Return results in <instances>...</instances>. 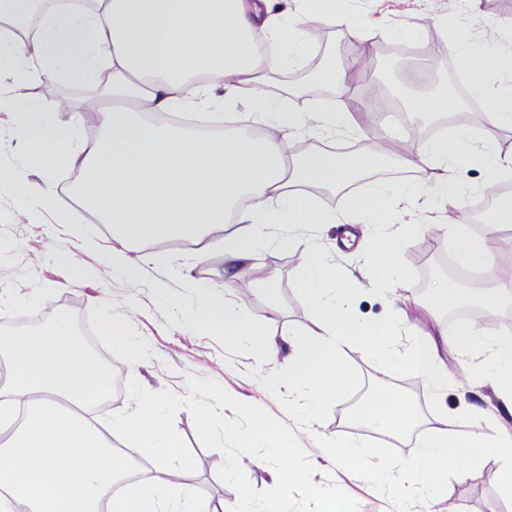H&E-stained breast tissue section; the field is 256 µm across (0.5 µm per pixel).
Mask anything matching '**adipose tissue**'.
Wrapping results in <instances>:
<instances>
[{
    "mask_svg": "<svg viewBox=\"0 0 512 512\" xmlns=\"http://www.w3.org/2000/svg\"><path fill=\"white\" fill-rule=\"evenodd\" d=\"M343 0H302L303 18L273 11L272 0H93L92 6L57 7L42 15L33 37H20L19 24L34 12V0H0V86H17L22 65L39 71L64 66L69 77L112 76L118 107L94 114L101 136L82 141L85 119L72 114L39 136L26 137L30 164L48 174L60 163L81 172L80 207L61 210V224L83 223L93 213L111 225L118 244L112 269L128 280L140 273L126 252L128 244L183 240L206 252L212 238L224 239V253L250 260L271 230L337 224L314 192L342 191L373 166L370 155L323 149L293 155L282 139L259 138L247 131L224 136L193 134L158 115L194 104L205 95L195 77L205 72L223 85L228 103L267 101L270 72L282 63L299 64L317 46L312 27L355 29ZM283 44L287 57L269 55L267 41ZM473 74L474 93L487 101L490 125L512 132V27L495 47L458 40ZM506 84H487L488 73ZM279 126L299 130L308 123L327 132L359 128V115L328 104L276 115ZM478 159L489 172L512 170V151L498 143H474L467 131L432 139L397 155L399 164L433 170L430 184L378 187L368 196H347L346 210L361 224H390L391 201L431 207L454 204L459 165ZM250 205L238 217L243 228L225 233L224 218L241 196ZM456 256L465 268L484 265L512 237L497 232L475 235L454 226ZM401 237L367 236L370 266L396 286H406ZM454 347L462 353L486 349L485 368L499 393L512 398V339H491L479 323L461 327ZM110 390L108 372L73 335L65 317L42 328L0 336V512H219L208 501L174 481L172 464L182 462L167 418L151 411L114 419L100 428L90 408ZM376 431L390 435L412 426L417 411L406 399L381 393L360 409ZM479 414L441 425L425 436L404 474L405 480L439 492L449 470L500 457L502 487L512 502V453L500 456ZM152 441L158 461L153 473L129 488L120 483L132 470L131 454L112 446L113 435Z\"/></svg>",
    "mask_w": 512,
    "mask_h": 512,
    "instance_id": "ef3b65f1",
    "label": "adipose tissue"
}]
</instances>
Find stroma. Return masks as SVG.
Instances as JSON below:
<instances>
[{
    "mask_svg": "<svg viewBox=\"0 0 512 512\" xmlns=\"http://www.w3.org/2000/svg\"><path fill=\"white\" fill-rule=\"evenodd\" d=\"M349 8L364 20V28L357 33L339 26L325 29L317 53L308 56L304 66H314L321 52L330 49L336 50L343 63L366 50L372 56L373 66L362 72L359 81L382 88L389 79L406 78L409 70L414 69L418 61L416 48L436 51V64L447 70L460 60L455 50L459 33H466L477 44L494 46L499 42L500 28L512 24V0H351ZM397 27L417 28L419 35L408 41L391 40L388 33ZM27 91L39 103L47 125L56 120L55 108L60 103L86 116L112 104L111 90L76 85L59 72L32 78ZM210 97V102L183 109V116L200 125L216 119L223 131L237 132L239 117L225 107L223 89L211 88ZM460 127L471 129L476 142L493 140L502 148L512 147V132L493 129L483 113L453 111L434 120L414 121L396 112L374 113L366 116L356 133L332 138L308 127L292 135L290 150L296 153L320 147L335 152L356 149L376 154L381 145L410 142L418 133L432 137L441 130L450 135ZM25 131L21 115L11 108L10 97L0 98V167L7 169L14 179L37 182L41 175L28 161ZM31 210V204L18 200L9 190L0 191V335L19 332L20 320L48 321L56 313H65L72 327L80 328L88 349L110 370L112 379L120 383L106 402L91 409L92 418L100 421L111 413L136 410V402L126 396L124 385L128 378H135L153 391L169 389L184 396L188 393L186 376L190 373L215 379L237 399L261 405L274 416H281L276 400L249 377L248 371L257 366L266 375L286 366L291 326L310 332L316 329L292 284L301 262L300 242L285 239L262 245L245 263L226 259L224 244L218 240L213 241L204 256L189 243H136L131 245L130 253L137 258L141 270L138 278L130 281L114 274L108 262L107 252L112 245L108 225L91 215L75 228L56 223L51 210H41L36 217ZM405 220L415 226L404 248L410 287L394 303L406 309L418 330L434 332L444 328L449 334H456L465 320L459 317L458 306L436 301L435 281L445 277L460 288L492 280L506 283L512 281V257L494 256L479 279L467 278L455 261L447 228L434 223L429 214L416 210L408 212ZM348 230L358 236L363 227L315 225L311 233L337 266L363 281L365 287H372L362 251L343 241ZM68 255L74 256L87 274L81 285L63 284L59 259ZM200 290L218 294L235 309L245 310L267 323L271 328L270 339L278 346L277 354L261 364L255 357L229 353L212 337L180 328L185 314L178 305L167 310L161 307L166 293L191 301ZM394 303L364 295L355 301L353 309L360 317L375 319ZM107 311L123 320L128 335L138 345L137 359H129L118 342L101 335L99 322ZM440 357L452 382L440 399L448 410L449 421H456L464 412L480 410L499 431L512 433V409L486 383L482 353L475 350L461 356L444 349ZM347 359L363 378L361 389L336 404L334 416L312 423L310 430H297L296 435L316 468L314 483L323 484L330 478L348 480L356 493L359 512H390L392 505L386 496L348 470L335 466L313 437H336L344 432L351 437L372 438L371 428L355 417L358 408L382 390L416 403L418 396L427 392L426 382L418 376L398 381L374 366L356 348L348 350ZM175 428L197 465L194 472L182 473V483L197 497L223 504L227 510L231 508L237 494L218 475L222 454L203 447L188 410L177 413ZM416 512H512V503L501 497L499 464L490 459L475 471L451 479L440 497L429 506L417 507Z\"/></svg>",
    "mask_w": 512,
    "mask_h": 512,
    "instance_id": "1",
    "label": "stroma"
}]
</instances>
